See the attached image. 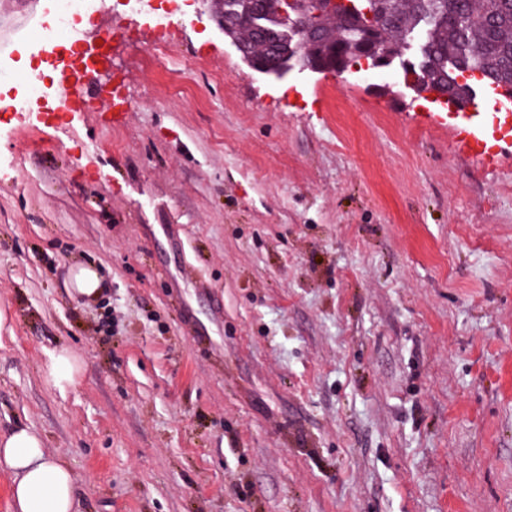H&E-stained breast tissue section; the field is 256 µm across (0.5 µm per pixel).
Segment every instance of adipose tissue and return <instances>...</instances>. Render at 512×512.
I'll return each instance as SVG.
<instances>
[{
	"label": "adipose tissue",
	"instance_id": "1",
	"mask_svg": "<svg viewBox=\"0 0 512 512\" xmlns=\"http://www.w3.org/2000/svg\"><path fill=\"white\" fill-rule=\"evenodd\" d=\"M0 469L13 477L14 512H76L69 463L48 453L31 426L22 424L0 435Z\"/></svg>",
	"mask_w": 512,
	"mask_h": 512
}]
</instances>
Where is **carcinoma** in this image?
Instances as JSON below:
<instances>
[{
    "label": "carcinoma",
    "mask_w": 512,
    "mask_h": 512,
    "mask_svg": "<svg viewBox=\"0 0 512 512\" xmlns=\"http://www.w3.org/2000/svg\"><path fill=\"white\" fill-rule=\"evenodd\" d=\"M280 0H223L224 15L238 19L226 37L244 45L249 57L269 68H278L273 41L259 37L239 18L255 11L276 13ZM359 8L372 10L380 21L371 47L341 40L363 16L336 13L313 32L316 51L328 63L345 68L361 57L372 61V53L384 52L396 59L415 34L425 32L421 60L415 73L448 98L467 102L472 89L482 83L512 89V0H359ZM293 66L308 67L310 57L295 44H282Z\"/></svg>",
    "instance_id": "carcinoma-1"
}]
</instances>
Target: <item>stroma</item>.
I'll return each instance as SVG.
<instances>
[{"mask_svg": "<svg viewBox=\"0 0 512 512\" xmlns=\"http://www.w3.org/2000/svg\"><path fill=\"white\" fill-rule=\"evenodd\" d=\"M10 2L17 71L58 83ZM217 7L128 41L109 0L111 106L0 114V434L78 512H512V139L487 166L396 63L261 74ZM71 287L74 293L88 300L99 296L103 288L102 278L92 266H78L71 272ZM79 369L78 355L68 347L59 348L49 354L46 380L54 389L64 393L77 384Z\"/></svg>", "mask_w": 512, "mask_h": 512, "instance_id": "obj_1", "label": "stroma"}]
</instances>
